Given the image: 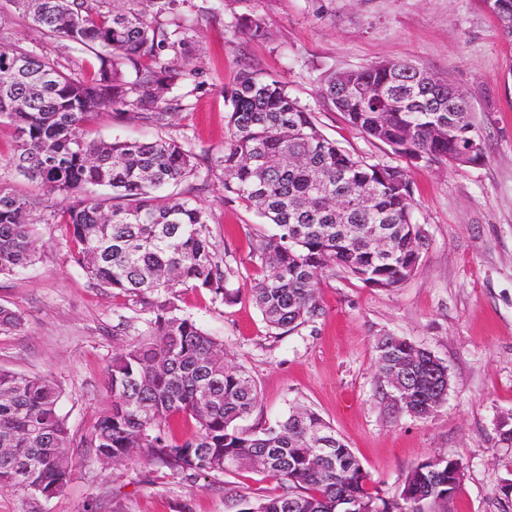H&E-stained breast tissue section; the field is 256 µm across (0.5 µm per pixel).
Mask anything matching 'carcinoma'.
<instances>
[{"instance_id": "cac0c4a2", "label": "carcinoma", "mask_w": 512, "mask_h": 512, "mask_svg": "<svg viewBox=\"0 0 512 512\" xmlns=\"http://www.w3.org/2000/svg\"><path fill=\"white\" fill-rule=\"evenodd\" d=\"M14 0L32 27L93 54L87 75L74 77L47 57L0 45V119L19 145L8 164L54 201L73 262L97 285L150 314L133 344L113 351L107 371L111 405L86 445L102 461L146 456L183 474L250 470L277 483L259 498L241 495L239 512H422L447 510L465 475L458 458L427 456L385 498L344 438L318 412L295 405L259 433L241 427L258 405L246 371L227 362L223 343L179 312L184 290L236 301V272L217 255L208 209L179 190L199 178L196 155L177 140H89L94 115L165 127L183 107L170 95L193 39L177 14L179 0ZM512 39V0H483ZM235 27L263 37L259 17ZM463 91L407 61L332 71L320 95L365 136L412 163L450 164L461 141L480 137L470 110L451 102ZM228 137L207 166L224 197L243 202L275 226L257 240L251 261L262 277L253 297L272 330L294 331L321 315L322 279L341 270L373 288L399 287L417 269L426 236L414 218L409 171L369 163L327 138L312 110L288 85L244 67L224 89ZM36 202L0 189V276L36 258L30 211ZM391 241L388 253L369 241ZM377 377L404 367L405 395L394 407L425 415L448 397V367L429 350L384 336L375 345ZM61 392L47 376L0 369V490L61 492L70 480V436ZM176 414L195 432L176 442ZM320 453L310 452L312 434Z\"/></svg>"}]
</instances>
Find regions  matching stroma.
Returning <instances> with one entry per match:
<instances>
[{"instance_id":"1","label":"stroma","mask_w":512,"mask_h":512,"mask_svg":"<svg viewBox=\"0 0 512 512\" xmlns=\"http://www.w3.org/2000/svg\"><path fill=\"white\" fill-rule=\"evenodd\" d=\"M195 18L183 62L189 71L174 93L186 107L170 126L119 121L105 113L89 138H175L200 160L224 151V88L242 66L285 80L313 110L321 131L370 163L401 159L352 128L319 94L328 70L379 61H409L465 91L482 134L486 161L453 168L411 167L415 218L427 236L418 268L400 287L372 288L339 273L321 286L322 316L292 332L267 327L252 289L260 272L249 262L258 235L271 233L244 204L209 179L197 198L209 209L219 258L238 270L239 296L224 304L204 291L180 297L183 314L224 343L255 385L259 403L244 429L257 432L297 403L310 406L341 434L381 495L394 496L409 469L430 455L461 458L465 476L450 512H499L497 488L512 474V40L483 0H186ZM259 16L264 38L240 34L238 16ZM0 43H19L59 62L66 72L92 71L91 54L43 37L11 0H0ZM18 144L0 123V186L41 198L6 160ZM40 247L26 272L0 277V306L22 319L0 330V367L51 376L70 432L72 472L61 494L44 498L0 491V512H237L227 489L271 494L275 481L247 470L198 477L137 459L103 462L88 438L110 398L112 351L135 340L147 315L95 285L71 260V244L50 211L33 210ZM406 338L448 367V399L431 415L397 411L376 379L374 343Z\"/></svg>"}]
</instances>
